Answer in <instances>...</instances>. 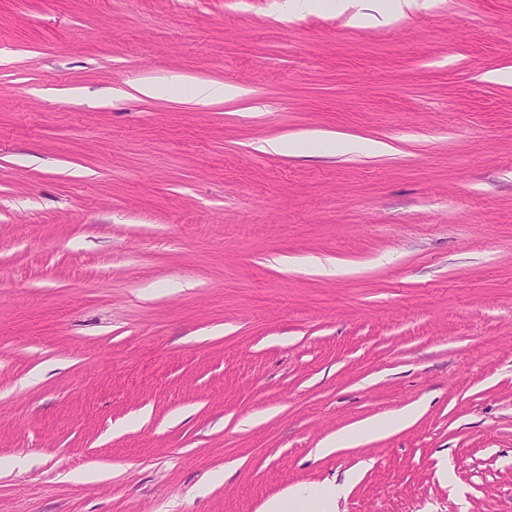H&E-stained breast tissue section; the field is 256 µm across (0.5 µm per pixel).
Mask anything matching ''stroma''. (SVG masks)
I'll use <instances>...</instances> for the list:
<instances>
[{
	"label": "stroma",
	"instance_id": "1",
	"mask_svg": "<svg viewBox=\"0 0 512 512\" xmlns=\"http://www.w3.org/2000/svg\"><path fill=\"white\" fill-rule=\"evenodd\" d=\"M423 2L0 0V512H512V0ZM376 1L362 0H344L341 1L345 9L354 8L355 11L351 15V22L354 25L364 26L367 24L389 25L404 16L406 10H411L417 6L416 0H396L390 12L383 14L375 8ZM377 11L380 15L375 14ZM243 93V89L230 84H199L196 87L195 97L198 103L206 104L213 99L232 100ZM419 416L418 406L406 407L390 418L386 425L381 427L375 421L362 422L357 427L336 435L334 440L325 442L319 451L323 454L332 453L338 448H347L354 445L368 443L377 438L381 431L401 430L415 422ZM347 482L345 479L341 484H329L321 488L295 487L285 496L269 500L262 512H287L289 502L303 506L336 503V499L344 493Z\"/></svg>",
	"mask_w": 512,
	"mask_h": 512
}]
</instances>
